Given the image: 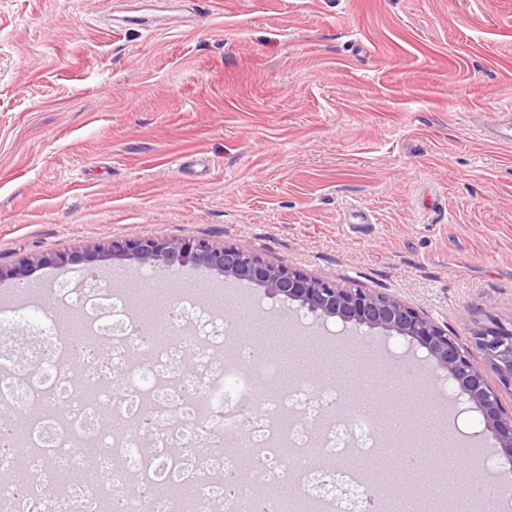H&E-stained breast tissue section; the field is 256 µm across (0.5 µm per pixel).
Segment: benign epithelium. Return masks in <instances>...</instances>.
<instances>
[{
    "instance_id": "obj_1",
    "label": "benign epithelium",
    "mask_w": 512,
    "mask_h": 512,
    "mask_svg": "<svg viewBox=\"0 0 512 512\" xmlns=\"http://www.w3.org/2000/svg\"><path fill=\"white\" fill-rule=\"evenodd\" d=\"M106 258L149 266L159 273L187 265L204 267L226 279L248 282L271 298L294 301L313 315L381 330L389 338L403 339L426 350L437 377L480 413L484 431L495 439L498 454L512 462V408L503 406L498 391L501 387L512 392V324L495 322L475 332V345L483 355V364L477 365L445 330L393 296L340 288L300 269L276 265L207 238L112 239L91 249L41 255L10 267L0 266V282L14 280L21 284L37 266H91ZM489 372L495 375L498 387L488 382Z\"/></svg>"
}]
</instances>
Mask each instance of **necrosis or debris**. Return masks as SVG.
<instances>
[{
    "instance_id": "4bbe7bcc",
    "label": "necrosis or debris",
    "mask_w": 512,
    "mask_h": 512,
    "mask_svg": "<svg viewBox=\"0 0 512 512\" xmlns=\"http://www.w3.org/2000/svg\"><path fill=\"white\" fill-rule=\"evenodd\" d=\"M53 294L80 315L85 341L110 351V366L86 365L85 377L97 388L87 398L72 377V344L55 326L33 325L21 351L12 337H0V412L35 416L24 442L0 457V512H213L219 501L224 512H361L357 495L365 478L346 461L374 459L379 430L371 413L337 411L338 387L317 395L305 379L276 387L279 361L258 355L253 343H232L230 323L190 294L168 312L167 335L146 334L111 282L94 278ZM229 344L235 363L254 372L258 384L252 399L232 411L226 405L234 387L224 364ZM187 356L194 377L176 396L172 387ZM77 443L96 449L103 478L46 495L45 474L68 467ZM318 457L335 462L327 476L348 495L318 490L325 476ZM245 467L256 469L257 488L230 486ZM19 468L28 474L20 494L13 484ZM287 482L300 493L283 504L271 493ZM184 484L197 491L188 503L170 493Z\"/></svg>"
}]
</instances>
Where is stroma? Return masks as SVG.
<instances>
[{
  "label": "stroma",
  "mask_w": 512,
  "mask_h": 512,
  "mask_svg": "<svg viewBox=\"0 0 512 512\" xmlns=\"http://www.w3.org/2000/svg\"><path fill=\"white\" fill-rule=\"evenodd\" d=\"M512 0H0V265L112 238H207L343 288L392 295L447 329L512 321ZM291 334L424 350L198 268ZM428 480L458 499L480 417L416 391Z\"/></svg>",
  "instance_id": "1"
}]
</instances>
